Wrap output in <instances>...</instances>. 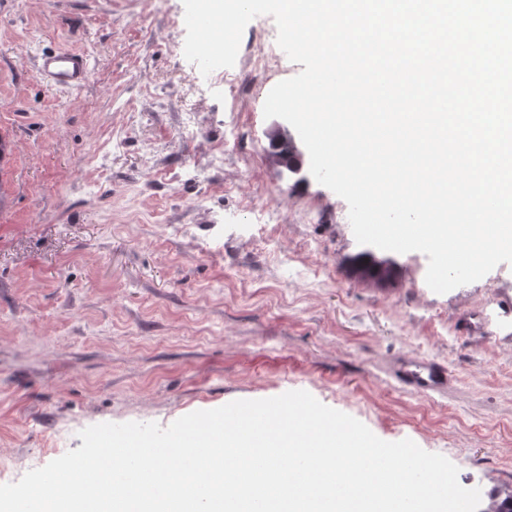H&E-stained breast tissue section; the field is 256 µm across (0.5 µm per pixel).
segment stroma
Instances as JSON below:
<instances>
[{"label":"stroma","instance_id":"1","mask_svg":"<svg viewBox=\"0 0 512 512\" xmlns=\"http://www.w3.org/2000/svg\"><path fill=\"white\" fill-rule=\"evenodd\" d=\"M183 0H0V456L40 468L103 422H155L304 390L382 440L512 492V264L445 294L428 258L353 275L348 205L275 156L270 90L301 64L273 17L233 82L186 60ZM90 58L55 90L41 52ZM448 365L447 394L390 376Z\"/></svg>","mask_w":512,"mask_h":512}]
</instances>
